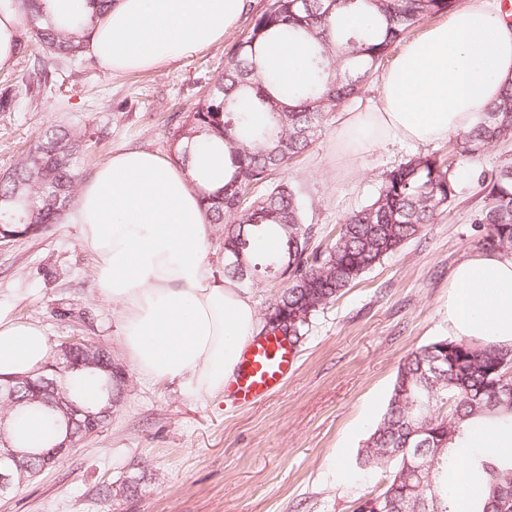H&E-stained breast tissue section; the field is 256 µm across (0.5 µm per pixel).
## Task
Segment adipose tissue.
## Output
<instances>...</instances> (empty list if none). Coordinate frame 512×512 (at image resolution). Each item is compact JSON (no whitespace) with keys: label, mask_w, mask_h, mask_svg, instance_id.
Returning <instances> with one entry per match:
<instances>
[{"label":"adipose tissue","mask_w":512,"mask_h":512,"mask_svg":"<svg viewBox=\"0 0 512 512\" xmlns=\"http://www.w3.org/2000/svg\"><path fill=\"white\" fill-rule=\"evenodd\" d=\"M57 26L78 27L86 50L114 73L148 71L221 42L244 11L243 0H41ZM265 72L307 79L303 48L268 41ZM512 82V24L492 0H466L396 57L381 77L376 102L345 113L336 142L351 156L395 139L427 144L470 131ZM222 145L195 146L188 166L146 149H123L79 188L69 218L82 246L98 259L102 298L119 305L123 346L137 370L183 380L195 395L223 393L259 315L232 280L215 278L205 258L210 230L200 188L221 186ZM448 327L512 345V257L484 251L449 277ZM40 324L0 314V375L41 368L52 356Z\"/></svg>","instance_id":"adipose-tissue-1"}]
</instances>
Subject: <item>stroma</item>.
I'll return each mask as SVG.
<instances>
[{"label": "stroma", "mask_w": 512, "mask_h": 512, "mask_svg": "<svg viewBox=\"0 0 512 512\" xmlns=\"http://www.w3.org/2000/svg\"><path fill=\"white\" fill-rule=\"evenodd\" d=\"M268 0H247L222 42L163 69L105 71L82 56L48 99L32 100L27 57L0 69L16 108L0 112V174L50 126L76 127L93 143L86 172L121 148L168 154V116L188 111L224 69L228 53ZM378 78L326 116L318 137L276 179L300 192L313 243L329 247L345 215L365 205L387 171L418 154L447 153V141H390L358 158L336 147L342 113L377 99ZM512 158V142L489 148L455 171L457 196L437 222L368 271L316 313L297 344L299 366L269 398L240 406L192 396L180 381L144 377L126 356L117 306L103 301L96 259L79 227L58 222L36 238L0 243V310L39 321L51 345L68 337L107 345L128 382L107 425L54 468L0 498V512H354L378 494L382 471L358 458L387 408L402 360L448 335L451 270L478 253L472 218L482 173Z\"/></svg>", "instance_id": "obj_1"}]
</instances>
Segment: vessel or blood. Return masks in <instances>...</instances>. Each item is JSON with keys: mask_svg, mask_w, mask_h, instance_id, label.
<instances>
[{"mask_svg": "<svg viewBox=\"0 0 512 512\" xmlns=\"http://www.w3.org/2000/svg\"><path fill=\"white\" fill-rule=\"evenodd\" d=\"M297 350L280 334L255 338L244 350L228 391L241 404H251L280 390L296 371Z\"/></svg>", "mask_w": 512, "mask_h": 512, "instance_id": "b4317fda", "label": "vessel or blood"}]
</instances>
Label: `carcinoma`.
<instances>
[{"mask_svg": "<svg viewBox=\"0 0 512 512\" xmlns=\"http://www.w3.org/2000/svg\"><path fill=\"white\" fill-rule=\"evenodd\" d=\"M459 0H272L251 21L245 36L228 54L224 71L185 116L169 118L171 159L190 160L189 143L211 137L224 143L231 172L224 186L204 190L201 199L213 223L224 226V276L247 284L285 285L263 314L260 332L272 322L298 316L291 341L305 335L311 318L384 258L434 223L457 196L455 160L480 157L493 145L512 140V84L469 132L457 134L448 153L418 155L390 169L368 204L347 215L336 241L325 251L311 246L317 229L306 223L299 192L273 175L288 167L314 142L326 114L359 94L394 44L421 21L458 6ZM24 20L18 52L33 58L40 78L26 86L33 99L47 95L65 66L84 52L85 35L59 30L43 18L40 0H16ZM369 15L362 27L340 23L347 13ZM303 45L309 80L292 86L265 74L259 65L271 38ZM90 145L77 129L51 126L14 168L0 177V238L37 237L59 222L74 203ZM484 204L474 214L481 225L478 245L512 255V159L501 161L482 180ZM269 233L279 249L259 247ZM512 347L474 346L464 338L438 339L411 352L400 364L386 411L366 441L360 465L389 467L382 492L358 501L356 512L379 503L380 512H424L411 488L416 449L429 452L434 465L427 481L430 512H456L448 489V466L470 430L483 421L512 427V399L501 392L503 361ZM96 385L95 398L85 394ZM67 389L81 404L97 407L107 392L121 397L116 383L93 368L69 374ZM23 386L0 400L7 432L25 451V474L42 469L44 445L24 431L32 414L44 417L47 436L56 418L27 401ZM450 410L441 413L444 405ZM469 468L483 488L471 512H512V449L494 457L469 456Z\"/></svg>", "mask_w": 512, "mask_h": 512, "instance_id": "carcinoma-1", "label": "carcinoma"}]
</instances>
